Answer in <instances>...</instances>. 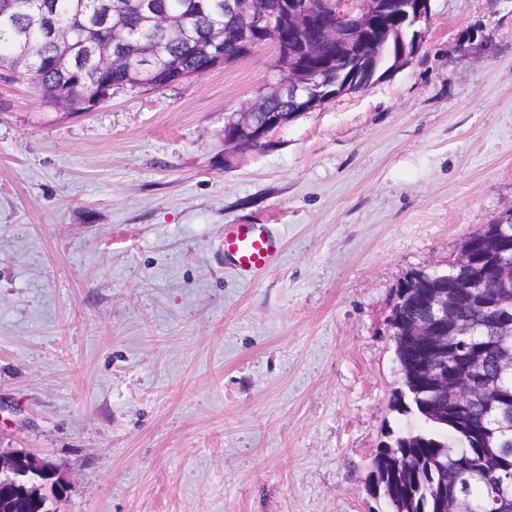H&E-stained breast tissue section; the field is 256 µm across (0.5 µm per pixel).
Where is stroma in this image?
Wrapping results in <instances>:
<instances>
[{
  "label": "stroma",
  "mask_w": 512,
  "mask_h": 512,
  "mask_svg": "<svg viewBox=\"0 0 512 512\" xmlns=\"http://www.w3.org/2000/svg\"><path fill=\"white\" fill-rule=\"evenodd\" d=\"M423 30L258 151L224 125L269 45L86 112L0 70V453L62 467L52 512H378L373 459L419 426L396 290L512 209V0H430ZM228 224L283 253L242 281Z\"/></svg>",
  "instance_id": "1"
}]
</instances>
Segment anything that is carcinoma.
Here are the masks:
<instances>
[{"label": "carcinoma", "mask_w": 512, "mask_h": 512, "mask_svg": "<svg viewBox=\"0 0 512 512\" xmlns=\"http://www.w3.org/2000/svg\"><path fill=\"white\" fill-rule=\"evenodd\" d=\"M18 7L7 15L0 13V68L9 70L18 80L40 89L50 104H57L59 94L70 101L69 111L86 109L85 101L94 98L110 84L124 88L127 70L141 73L148 89L160 87L155 77L175 70L187 77L209 72L208 59L200 56L194 42L165 24L171 17L182 16L186 0H161L163 14L145 24L132 7L134 0H118L123 9V27L133 38L146 44L144 54L126 61L124 67L96 74L90 58L107 48L109 42L94 37L89 46H79L66 68L51 67L46 61L61 56L59 43L47 40L32 25L42 9L52 12L56 25H71L75 12L83 13L88 26L104 29L103 0H14ZM205 7L192 16L194 33L218 42L224 60L234 55V47L223 40V31L243 23L238 16L224 15V0H202ZM383 36L393 38L402 31L399 15L383 12L377 16ZM333 47L317 38L311 41L308 65L325 64ZM85 71V79L71 83L73 71ZM468 240L478 242L483 257L499 251L498 237L478 230ZM453 276L464 287L453 291L449 303L456 317L468 324L466 336L448 328V359L465 357L481 360L484 384L509 400L512 409V368L499 358L501 336L494 314L485 308L493 304L512 309V289L498 287L493 272L486 265L448 267V270H416L405 279L408 293L395 305L397 332L402 347L401 386L403 395H394L393 410L400 415L423 416V427L413 434L397 435L378 450L370 474V484L383 488L381 501L385 512H512V432H498V417L485 399L478 398L464 406L452 405L435 393L429 383L431 368L415 339L406 336L410 327L430 317V306L423 295L437 287L443 277Z\"/></svg>", "instance_id": "carcinoma-1"}]
</instances>
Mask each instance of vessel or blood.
<instances>
[{
	"label": "vessel or blood",
	"instance_id": "vessel-or-blood-1",
	"mask_svg": "<svg viewBox=\"0 0 512 512\" xmlns=\"http://www.w3.org/2000/svg\"><path fill=\"white\" fill-rule=\"evenodd\" d=\"M281 245V238L266 224H230L224 229V255L246 280L266 269Z\"/></svg>",
	"mask_w": 512,
	"mask_h": 512
}]
</instances>
